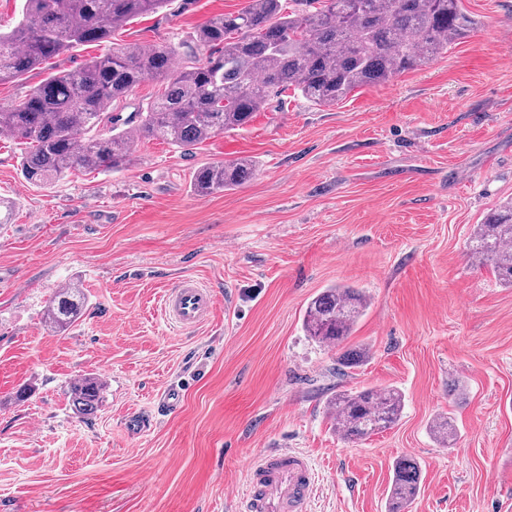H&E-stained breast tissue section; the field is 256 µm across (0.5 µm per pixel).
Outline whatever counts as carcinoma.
I'll list each match as a JSON object with an SVG mask.
<instances>
[{
    "mask_svg": "<svg viewBox=\"0 0 512 512\" xmlns=\"http://www.w3.org/2000/svg\"><path fill=\"white\" fill-rule=\"evenodd\" d=\"M168 2L24 0L17 23L0 31V84L50 57L106 42L117 27ZM460 2L247 0L238 12L217 16L197 32V42L210 48L205 60L176 66V50L169 45L114 47L74 71L47 78L21 102L0 106V132L23 146L22 174L33 185H50L75 168L117 171L130 162L135 141L159 139L189 149L246 127L272 96L290 87L312 104L330 107L357 88L425 66L474 29ZM148 79L165 84V92L146 111L121 118L114 105ZM251 174L245 160L213 163L194 172L191 186L208 196L240 186ZM469 254L512 287V202L476 225ZM367 306L362 290L332 286L309 303L305 329L317 342L339 347ZM85 307V294L74 284L52 294L45 320L53 332L64 333ZM368 357L365 348L347 349L340 363L354 368ZM102 391L91 374L71 382L76 413H93ZM403 402L396 389L365 388L336 394L328 412L339 436L357 442L395 424ZM431 431L442 445L455 436L444 416L434 420ZM419 490L416 463L398 459L389 512H403Z\"/></svg>",
    "mask_w": 512,
    "mask_h": 512,
    "instance_id": "1",
    "label": "carcinoma"
}]
</instances>
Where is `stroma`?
<instances>
[{
  "label": "stroma",
  "instance_id": "stroma-1",
  "mask_svg": "<svg viewBox=\"0 0 512 512\" xmlns=\"http://www.w3.org/2000/svg\"><path fill=\"white\" fill-rule=\"evenodd\" d=\"M243 5L170 0L1 84L0 104L116 45L204 59L198 30ZM462 6L478 28L424 67L332 107L286 90L191 150L138 142L117 172L39 187L0 137L14 203L0 224V512H240L248 461L283 448L315 467L312 512H388L401 456L420 468L409 512H512V288L468 254L475 225L512 201V0ZM239 158L254 166L244 184L191 190L198 168ZM186 276L216 306L180 329L162 300ZM70 283L86 311L55 333L44 311ZM337 284L370 300L348 339L370 357L352 369L303 326ZM85 374L104 390L82 417L66 391ZM177 386L179 407L161 410ZM363 386L399 390L404 408L348 443L327 403ZM131 413L153 430L129 436ZM442 415L457 429L447 447L430 432Z\"/></svg>",
  "mask_w": 512,
  "mask_h": 512
}]
</instances>
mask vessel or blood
Segmentation results:
<instances>
[{"mask_svg":"<svg viewBox=\"0 0 512 512\" xmlns=\"http://www.w3.org/2000/svg\"><path fill=\"white\" fill-rule=\"evenodd\" d=\"M215 302L213 290L196 279L183 278L167 291L162 311L180 328H193L210 315ZM316 492V475L310 461L292 450L254 457L247 466L243 512H309Z\"/></svg>","mask_w":512,"mask_h":512,"instance_id":"1","label":"vessel or blood"}]
</instances>
